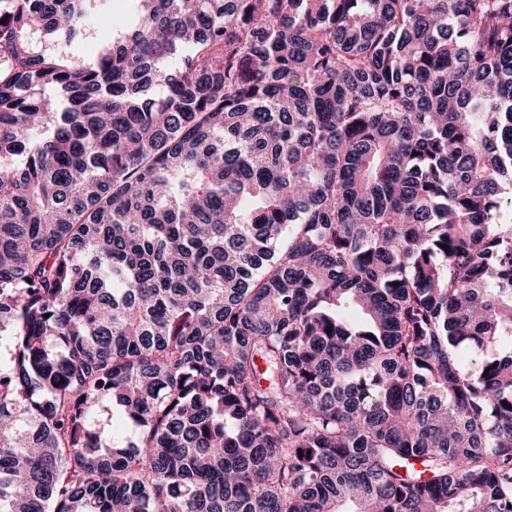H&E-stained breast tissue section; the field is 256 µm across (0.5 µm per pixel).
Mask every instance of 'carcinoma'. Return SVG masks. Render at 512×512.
I'll return each mask as SVG.
<instances>
[{
  "label": "carcinoma",
  "mask_w": 512,
  "mask_h": 512,
  "mask_svg": "<svg viewBox=\"0 0 512 512\" xmlns=\"http://www.w3.org/2000/svg\"><path fill=\"white\" fill-rule=\"evenodd\" d=\"M106 16L0 0V512H512V0ZM109 2V18H110V27L107 30L98 32L94 37L78 44L76 46V53L84 58L92 57L97 51L98 47L104 42L106 39L112 36V24L113 29L118 27L126 22L128 13H127V4L129 0H107Z\"/></svg>",
  "instance_id": "carcinoma-1"
}]
</instances>
